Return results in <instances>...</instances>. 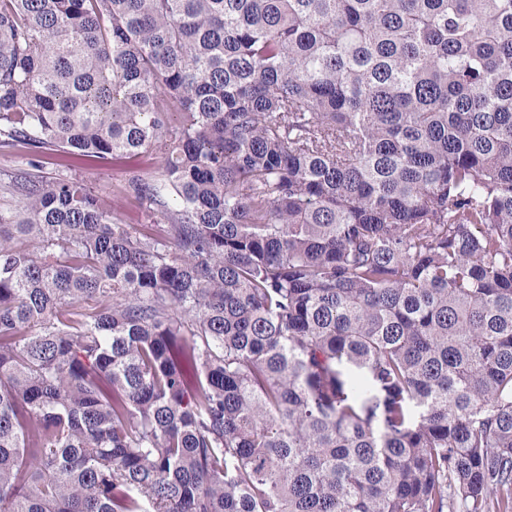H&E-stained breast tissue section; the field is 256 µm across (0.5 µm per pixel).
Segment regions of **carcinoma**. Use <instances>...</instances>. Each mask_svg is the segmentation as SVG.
I'll list each match as a JSON object with an SVG mask.
<instances>
[{
  "label": "carcinoma",
  "mask_w": 512,
  "mask_h": 512,
  "mask_svg": "<svg viewBox=\"0 0 512 512\" xmlns=\"http://www.w3.org/2000/svg\"><path fill=\"white\" fill-rule=\"evenodd\" d=\"M16 144L0 512H512V0H0ZM152 160L143 157L130 164L113 163L112 160L83 167L77 171V176L95 193L106 197L112 202V189L124 182L135 171H145Z\"/></svg>",
  "instance_id": "1"
}]
</instances>
